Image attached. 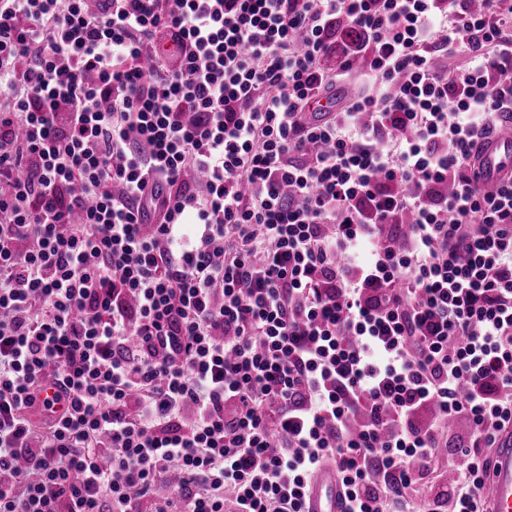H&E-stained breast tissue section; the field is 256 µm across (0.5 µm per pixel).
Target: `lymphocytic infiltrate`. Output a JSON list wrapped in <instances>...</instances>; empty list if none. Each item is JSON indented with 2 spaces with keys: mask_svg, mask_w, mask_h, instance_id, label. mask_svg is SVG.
Returning <instances> with one entry per match:
<instances>
[{
  "mask_svg": "<svg viewBox=\"0 0 512 512\" xmlns=\"http://www.w3.org/2000/svg\"><path fill=\"white\" fill-rule=\"evenodd\" d=\"M508 74L512 0H0V512H483ZM481 187H492L512 172V127L494 136L476 159ZM336 481L333 469L324 468L310 491L308 512H335Z\"/></svg>",
  "mask_w": 512,
  "mask_h": 512,
  "instance_id": "f902f5d3",
  "label": "lymphocytic infiltrate"
}]
</instances>
